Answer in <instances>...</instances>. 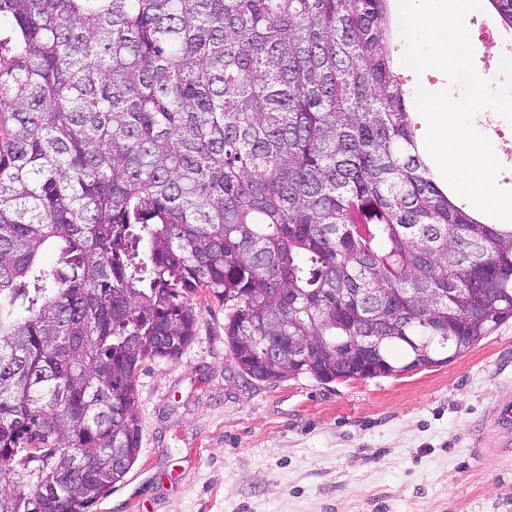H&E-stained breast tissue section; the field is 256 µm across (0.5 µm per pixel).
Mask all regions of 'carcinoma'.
<instances>
[{
	"instance_id": "1",
	"label": "carcinoma",
	"mask_w": 512,
	"mask_h": 512,
	"mask_svg": "<svg viewBox=\"0 0 512 512\" xmlns=\"http://www.w3.org/2000/svg\"><path fill=\"white\" fill-rule=\"evenodd\" d=\"M387 2L0 0V512L124 479L138 371L191 345L199 290L269 383L333 382L364 336L369 379L443 364L512 318V224L434 180Z\"/></svg>"
}]
</instances>
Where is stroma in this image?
Masks as SVG:
<instances>
[{
	"label": "stroma",
	"instance_id": "stroma-1",
	"mask_svg": "<svg viewBox=\"0 0 512 512\" xmlns=\"http://www.w3.org/2000/svg\"><path fill=\"white\" fill-rule=\"evenodd\" d=\"M490 4L465 24L477 73L506 47L484 38ZM480 125L512 179V121ZM197 336L137 378L142 452L89 512H512V457L484 461L470 435L512 385V319L465 356L396 377L276 384L242 374L224 341V306L200 291Z\"/></svg>",
	"mask_w": 512,
	"mask_h": 512
}]
</instances>
